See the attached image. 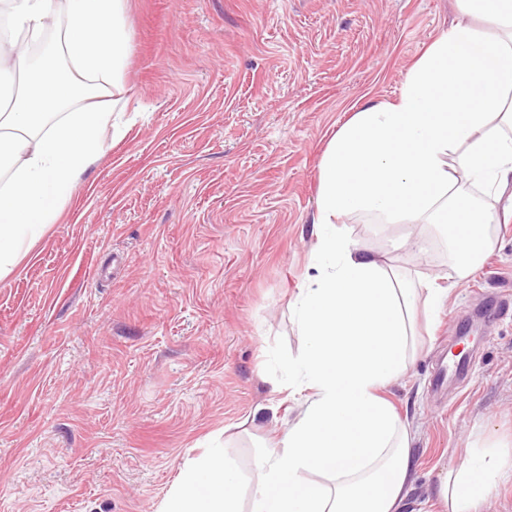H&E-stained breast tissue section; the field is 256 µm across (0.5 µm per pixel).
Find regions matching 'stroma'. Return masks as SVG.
Wrapping results in <instances>:
<instances>
[{
  "label": "stroma",
  "mask_w": 512,
  "mask_h": 512,
  "mask_svg": "<svg viewBox=\"0 0 512 512\" xmlns=\"http://www.w3.org/2000/svg\"><path fill=\"white\" fill-rule=\"evenodd\" d=\"M125 126L56 224L0 279V512H156L218 437L247 512L264 440L306 394L275 391L305 347L294 300L312 276L318 170L367 100L461 19L456 0H126ZM345 234L445 283L432 235L370 216ZM448 294L385 397L410 434L409 512H439L441 479L475 447L512 454V223ZM475 362L430 381L449 351Z\"/></svg>",
  "instance_id": "35a3bbf8"
}]
</instances>
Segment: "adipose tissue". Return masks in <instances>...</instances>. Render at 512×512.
Listing matches in <instances>:
<instances>
[{
    "label": "adipose tissue",
    "mask_w": 512,
    "mask_h": 512,
    "mask_svg": "<svg viewBox=\"0 0 512 512\" xmlns=\"http://www.w3.org/2000/svg\"><path fill=\"white\" fill-rule=\"evenodd\" d=\"M463 22L436 38L399 95L372 99L338 129L320 164L312 218L315 274L296 300L303 353L288 381L301 414L255 461L249 512H402L410 438L381 389L406 373L416 304L435 319L448 296L399 279L341 225L354 214L438 225L465 279L493 250L488 227L512 189V0H457ZM0 278L54 224L118 129L128 59L125 0H0ZM25 97L4 89L18 67ZM512 462L474 451L442 481L443 512H477ZM240 478L212 447L186 462L156 512H238Z\"/></svg>",
    "instance_id": "adipose-tissue-1"
}]
</instances>
